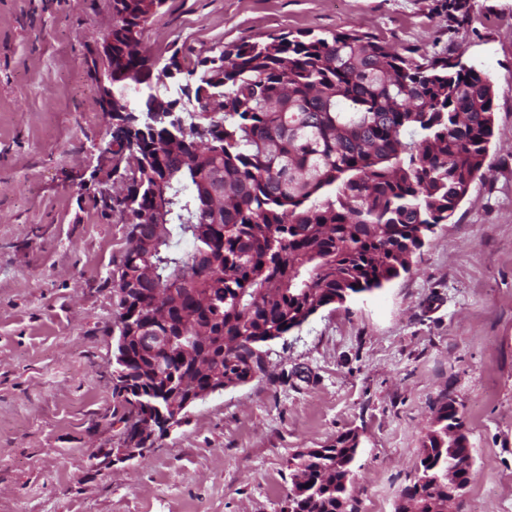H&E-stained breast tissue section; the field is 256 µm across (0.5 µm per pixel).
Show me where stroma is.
<instances>
[{"mask_svg":"<svg viewBox=\"0 0 512 512\" xmlns=\"http://www.w3.org/2000/svg\"><path fill=\"white\" fill-rule=\"evenodd\" d=\"M166 0L149 53L355 30L492 79L485 176L410 273L319 311L265 377L197 402L142 457L112 421L111 276L126 227L96 206L111 140L85 66L110 0H0V512H282L300 448L358 433L352 512H395L434 410L456 399L473 477L449 512H512V0Z\"/></svg>","mask_w":512,"mask_h":512,"instance_id":"1","label":"stroma"}]
</instances>
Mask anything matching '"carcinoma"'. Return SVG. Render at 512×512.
Masks as SVG:
<instances>
[{
    "instance_id": "carcinoma-1",
    "label": "carcinoma",
    "mask_w": 512,
    "mask_h": 512,
    "mask_svg": "<svg viewBox=\"0 0 512 512\" xmlns=\"http://www.w3.org/2000/svg\"><path fill=\"white\" fill-rule=\"evenodd\" d=\"M112 66L89 51V76L126 97L112 115V175L127 225L118 294L113 395L124 442L146 450L161 415L197 396L209 376L237 387L266 374L270 345L320 310L379 290L412 269L483 176L496 90L487 73L450 57L414 61L354 31L242 41L184 70L174 50L156 83L138 28L165 0H110ZM220 98L222 111L207 106ZM168 188L173 223L148 229ZM153 242L164 279L142 281L134 256ZM191 244V249L181 247ZM133 280H127V277ZM173 289L150 312L152 288ZM193 353L181 354V348ZM151 419L154 432L141 424ZM456 401L435 410L419 466L395 512H447L448 468L469 456ZM356 435L295 451L287 512H347Z\"/></svg>"
}]
</instances>
